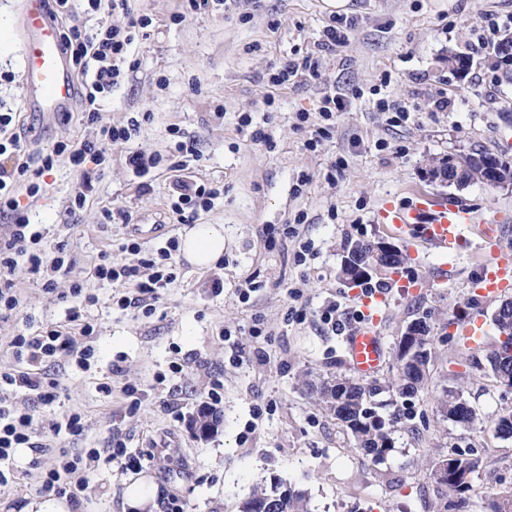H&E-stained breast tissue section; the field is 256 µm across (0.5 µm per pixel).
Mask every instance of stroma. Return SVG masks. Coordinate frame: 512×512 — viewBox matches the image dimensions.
Returning a JSON list of instances; mask_svg holds the SVG:
<instances>
[{
	"mask_svg": "<svg viewBox=\"0 0 512 512\" xmlns=\"http://www.w3.org/2000/svg\"><path fill=\"white\" fill-rule=\"evenodd\" d=\"M23 5L0 0V30L10 47L0 58V112L15 113V130L35 153L64 137L95 135L80 100L53 120L31 110L17 50ZM135 8L151 20L134 34L139 67L101 109L115 124L138 119L140 131L129 147L112 148L84 208L71 206L78 175L69 164L44 173L29 220L45 253L65 247L74 264L49 294L19 262L13 279L20 305L0 319V372L18 366L13 336L66 325L73 306L94 327L98 353L90 369L46 366L61 389L53 404L35 407L43 425L72 412L84 422L80 436L41 431L37 442L72 455L92 448L99 454L94 490L70 512H131L125 493L137 479L156 488L153 512H237L256 488L277 483L304 492L309 512H438L449 494L429 473L451 453L483 460L473 478L475 502L512 490V439L493 430L494 420L512 409V391L471 368L452 325L460 316L491 317L503 299L512 300V290L483 298L471 288L490 258L475 225L464 227L454 255L429 245L408 255L402 272L418 279L419 289L389 296L381 326L386 357L376 384L392 382L406 326L423 316L431 326L427 381L382 409L399 416L394 450L380 462L363 455L312 390L319 381L354 375L339 334L321 314L335 307L347 323L359 309L358 289L339 278L346 239L387 237L402 245L378 222L386 200L407 204L416 190L466 203L478 221L512 215V185L461 189L421 179L432 159L455 152L512 159V85L492 68L491 49L479 45L476 32L489 23L499 32L512 29V0H346L341 9L327 0H237L229 12L218 4L193 11L186 0H136ZM336 17L351 21V33L329 50L323 30ZM452 51L470 58L465 76L449 69ZM307 54L318 63L317 77L272 90L271 67ZM330 91L349 103L322 150L313 152L306 146L311 130L300 127L298 115L317 113ZM442 97L449 108L441 112L434 102ZM382 100L388 110H380ZM400 106L408 118L398 116ZM245 115L267 125L275 149L246 140L238 130ZM174 128L198 155L188 174L224 187L198 218L223 225L224 261L202 271L177 258L175 281L147 316L113 305L128 285L99 280L92 270L105 252L130 261L120 250L128 241L161 247L183 234L170 208L177 172L162 166L142 180L125 164L131 149L173 153ZM306 242L314 254L301 265L296 254ZM248 279L255 290L239 296ZM217 282L224 285L218 293ZM75 283L82 286L77 298L68 294ZM254 326L260 335H250ZM116 365L121 374H113ZM105 383L110 391H102ZM128 385L142 394L134 411L124 394ZM215 386L219 423L204 435L196 418ZM449 389L474 409L473 425L442 415Z\"/></svg>",
	"mask_w": 512,
	"mask_h": 512,
	"instance_id": "35a3bbf8",
	"label": "stroma"
}]
</instances>
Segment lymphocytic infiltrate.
<instances>
[{
    "instance_id": "obj_1",
    "label": "lymphocytic infiltrate",
    "mask_w": 512,
    "mask_h": 512,
    "mask_svg": "<svg viewBox=\"0 0 512 512\" xmlns=\"http://www.w3.org/2000/svg\"><path fill=\"white\" fill-rule=\"evenodd\" d=\"M90 12L108 6L111 12L122 14L121 25L100 24L89 29L72 28L63 40L80 78V95L87 121L95 126L93 137L79 141L60 140L40 153H30L21 135L11 132L12 113H0V214L11 216L7 231L0 235V310H15L20 299L12 273L20 260H27L32 271L42 280V287L52 293L57 289V275L70 262L65 254L51 258L42 257L37 249L38 234L30 230V222L21 205V197H37L41 186L39 179L46 171L60 163L73 166L80 176L78 191L72 201L75 208H83L103 175L108 161V146L128 142L139 127L136 119L118 125L107 121L99 109V100L110 94L126 70L135 69L130 46L133 29L147 28L150 21L139 15L132 0H86ZM176 196L171 209L179 223L191 224L200 212L208 211L214 200L223 196V189L209 183L176 181ZM177 248L176 239H168L165 247L150 251L139 243H131L127 252L136 255L133 263L113 260L105 253L94 265L95 277L110 282L131 285V294L118 297L119 307L151 314L159 300V290L175 278L172 253ZM68 320L74 329L65 332L48 327L35 336L20 335L11 345L16 350L19 367L0 373V483L14 478L13 460L16 449L29 448L35 453L30 467L43 471L40 492L67 496L76 501L91 493L94 488L92 464L97 461L96 451L86 457H73L62 452L49 454L46 446L36 442L35 417L28 407L19 405L14 390H25L42 404H51L59 383L46 377L40 367L46 361L66 358L79 366H89L96 354L91 342L94 329L85 322L78 310H70Z\"/></svg>"
}]
</instances>
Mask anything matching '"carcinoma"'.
Wrapping results in <instances>:
<instances>
[{
    "instance_id": "obj_1",
    "label": "carcinoma",
    "mask_w": 512,
    "mask_h": 512,
    "mask_svg": "<svg viewBox=\"0 0 512 512\" xmlns=\"http://www.w3.org/2000/svg\"><path fill=\"white\" fill-rule=\"evenodd\" d=\"M458 158V171L454 173L458 187L464 188L473 182H483L486 175L483 167L485 160H490L497 166L500 178L512 176V162L493 153H460ZM344 252L355 263L374 261V248L370 241L348 240L344 243ZM430 333L431 327L428 326L418 340V364H413L404 371L398 370L392 388L401 397L413 395L423 384L430 361L427 349ZM471 366L494 379L502 370L512 378V333H508L500 346L488 352L485 358L473 356ZM378 391L379 388L374 385L365 386L350 378L326 380L316 387L319 400L351 434L356 449L375 461H382L394 448V420L385 418L377 411L373 397ZM446 396L447 400L442 403L446 418L462 425L474 422V410L456 392L448 390ZM494 431L501 438H512V410L499 415L494 421ZM480 462L479 457L450 455L432 465L431 479L437 485L448 488V492L456 499V506L466 508L473 502L472 477ZM267 503L272 506L273 512H307L304 496L290 488L271 493L263 489L257 491L242 503L239 512H257Z\"/></svg>"
}]
</instances>
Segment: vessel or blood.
Listing matches in <instances>:
<instances>
[{"instance_id": "obj_1", "label": "vessel or blood", "mask_w": 512, "mask_h": 512, "mask_svg": "<svg viewBox=\"0 0 512 512\" xmlns=\"http://www.w3.org/2000/svg\"><path fill=\"white\" fill-rule=\"evenodd\" d=\"M43 2H25L21 56L27 84L39 111L57 114L66 111L73 97L74 77L60 44L57 25ZM380 215L390 232L404 237L409 249L429 244L444 254L457 249L461 228L475 222L473 211L459 201L421 193L407 206L386 201ZM479 233L491 258L483 265L474 286L478 294L493 296L512 287V248L503 245L498 224L480 225ZM386 303L381 294L363 297L362 319L350 325L343 336L347 361L358 375H374L384 362L380 310ZM458 334L466 347L473 348L481 344L487 327L481 318L475 317L462 321Z\"/></svg>"}]
</instances>
